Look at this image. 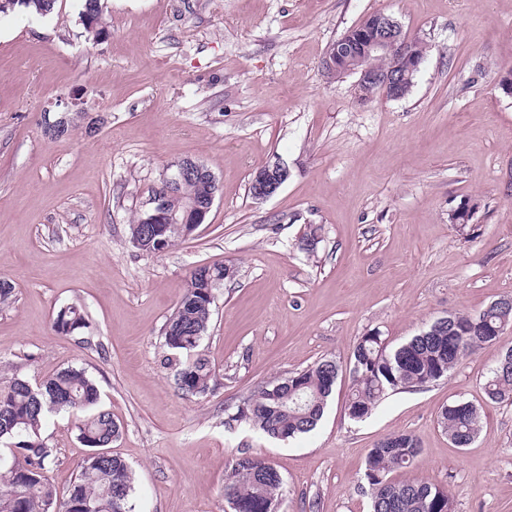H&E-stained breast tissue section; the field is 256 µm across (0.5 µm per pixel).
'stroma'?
<instances>
[{
	"instance_id": "1",
	"label": "stroma",
	"mask_w": 512,
	"mask_h": 512,
	"mask_svg": "<svg viewBox=\"0 0 512 512\" xmlns=\"http://www.w3.org/2000/svg\"><path fill=\"white\" fill-rule=\"evenodd\" d=\"M91 38L82 0L0 16V384L84 368L133 473V512H231L224 481L243 452L284 481L280 512H370L359 488L370 448L395 432L422 452L395 479L447 488L451 512H512V404L484 383L512 325L446 378L390 394L362 421L345 410L358 339L396 346L451 312L512 295V0H102ZM395 17L426 46L409 94L360 102L356 78L323 67L367 15ZM80 114L47 137L46 114ZM185 159L219 182L205 224L159 255L128 224ZM290 175L258 202L252 174ZM474 205L469 234L448 221ZM318 226L314 252L301 247ZM233 265L198 348L210 389L188 395L164 362V327L199 265ZM86 328L62 336L56 312ZM340 367L317 428L283 443L233 421L262 385L319 359ZM457 401L481 433L454 447L437 423ZM44 475L65 499L87 453L72 417L42 430ZM81 19L86 32L98 38L104 29L103 5L101 0H82ZM85 327V316L76 307L61 308L53 319L54 330L61 335L69 336Z\"/></svg>"
}]
</instances>
